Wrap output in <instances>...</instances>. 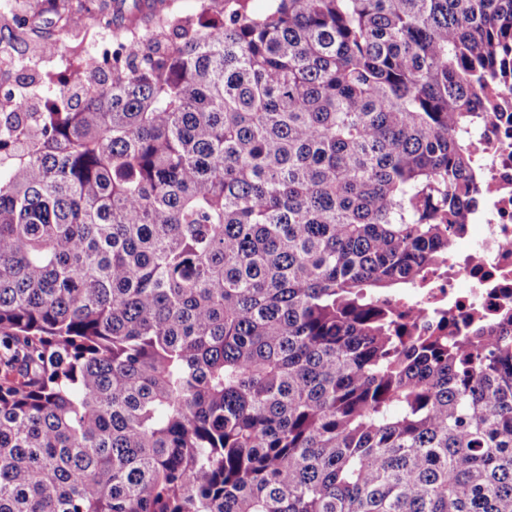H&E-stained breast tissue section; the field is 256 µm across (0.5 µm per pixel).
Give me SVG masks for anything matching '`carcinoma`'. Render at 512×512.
<instances>
[{
    "instance_id": "cac0c4a2",
    "label": "carcinoma",
    "mask_w": 512,
    "mask_h": 512,
    "mask_svg": "<svg viewBox=\"0 0 512 512\" xmlns=\"http://www.w3.org/2000/svg\"><path fill=\"white\" fill-rule=\"evenodd\" d=\"M0 112V512H512V317L404 336L512 0H204Z\"/></svg>"
}]
</instances>
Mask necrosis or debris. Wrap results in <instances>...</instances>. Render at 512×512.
<instances>
[{"instance_id":"obj_1","label":"necrosis or debris","mask_w":512,"mask_h":512,"mask_svg":"<svg viewBox=\"0 0 512 512\" xmlns=\"http://www.w3.org/2000/svg\"><path fill=\"white\" fill-rule=\"evenodd\" d=\"M495 117L474 138L481 178L475 202L454 228L444 264L421 287L390 302L412 334L431 332L457 341L473 325L497 327L512 314V82L498 93Z\"/></svg>"}]
</instances>
